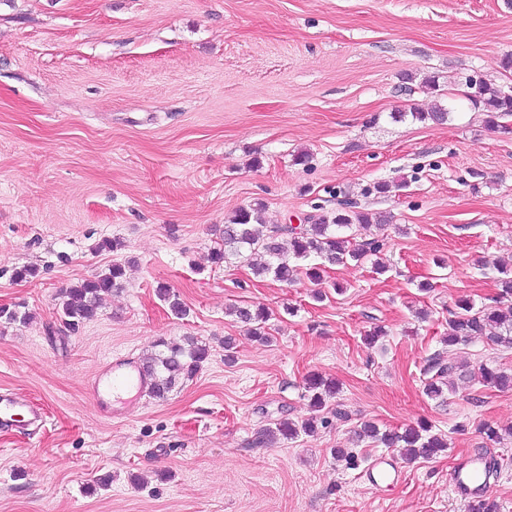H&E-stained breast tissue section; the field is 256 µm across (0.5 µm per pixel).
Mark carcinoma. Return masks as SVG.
<instances>
[{"label":"carcinoma","instance_id":"cac0c4a2","mask_svg":"<svg viewBox=\"0 0 512 512\" xmlns=\"http://www.w3.org/2000/svg\"><path fill=\"white\" fill-rule=\"evenodd\" d=\"M476 107L486 113V123L491 128L501 126V121L512 118V92L501 85L480 83L476 94L465 92ZM414 121L444 123L448 120V109L437 104L428 112L410 113ZM263 206L236 210L220 230V242L209 253L211 263L221 265L230 259H242L259 275H270L274 279L291 283L303 273L313 282L322 281L323 263L344 264L360 262L368 255L376 256L374 270L381 273L387 265L383 261V243L376 238L365 240L357 247L351 246V239L342 233L344 229L355 228L368 231L372 225L389 222L382 213H371L356 209L355 203L345 200L334 212L315 214L307 217V224L300 230L283 226L269 227L263 222ZM125 267L114 264L107 271L91 279H85L62 292L60 317L64 324L75 327L84 321L95 319L102 296L121 286ZM160 300L180 316L187 313L178 296L169 286L156 287ZM231 314L248 327L251 336L261 342L268 341L265 323L268 314L263 308L235 307ZM472 336H479L496 345L512 348V304L473 310L468 299L457 301V311L448 318V333L444 342L455 345ZM157 350L144 361V367L151 377V394L164 399L173 389L194 378L209 356V348L193 336L182 339H161ZM459 365L444 363L438 358L429 360L423 393L431 399H442L445 394L455 391L454 380ZM468 379L478 380L486 386L501 391L512 389V372L480 366L468 372ZM310 392V406L314 410L323 407L328 396L336 394L337 386L318 375L307 380ZM325 420L310 418L294 421L284 419L267 428L259 436L265 442L280 435L293 440L300 435H310L317 425ZM365 438L378 441L387 447L400 448L410 462L429 460L439 456L448 447L441 434L432 431V426L423 422L406 428L403 432L382 431L375 423L366 421L354 433L352 441L357 443Z\"/></svg>","mask_w":512,"mask_h":512}]
</instances>
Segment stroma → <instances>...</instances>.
Masks as SVG:
<instances>
[{
  "label": "stroma",
  "mask_w": 512,
  "mask_h": 512,
  "mask_svg": "<svg viewBox=\"0 0 512 512\" xmlns=\"http://www.w3.org/2000/svg\"><path fill=\"white\" fill-rule=\"evenodd\" d=\"M507 56L512 0H0V307L31 315L0 322V392L47 412L0 429V512H469L450 476L482 423L505 433L492 495L512 512V391L422 392L439 356L512 371V349L444 341L457 301L494 305L512 263V128L462 97L470 75L505 84ZM437 102L444 124L405 116ZM347 199L391 214L373 232L386 273L366 259L286 284L208 262L237 209L299 225ZM115 262L97 317L63 324L61 290ZM247 305L268 342L230 315ZM184 336L209 357L166 399L125 415L94 398L107 364ZM313 373L341 386L325 427L258 442L309 416ZM365 421L428 422L448 449L373 488L332 454Z\"/></svg>",
  "instance_id": "1"
}]
</instances>
